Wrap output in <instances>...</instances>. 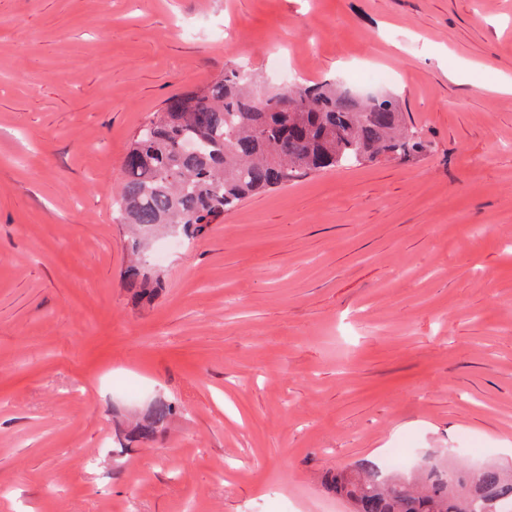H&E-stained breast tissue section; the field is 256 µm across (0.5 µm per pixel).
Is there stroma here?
<instances>
[{
    "instance_id": "stroma-1",
    "label": "stroma",
    "mask_w": 512,
    "mask_h": 512,
    "mask_svg": "<svg viewBox=\"0 0 512 512\" xmlns=\"http://www.w3.org/2000/svg\"><path fill=\"white\" fill-rule=\"evenodd\" d=\"M512 0H0V512H349L396 448L512 461ZM393 93L432 143L312 173L128 302L133 134L225 67ZM182 416L112 452L128 388Z\"/></svg>"
}]
</instances>
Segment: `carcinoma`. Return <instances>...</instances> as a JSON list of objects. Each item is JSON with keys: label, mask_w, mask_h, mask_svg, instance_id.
I'll return each instance as SVG.
<instances>
[{"label": "carcinoma", "mask_w": 512, "mask_h": 512, "mask_svg": "<svg viewBox=\"0 0 512 512\" xmlns=\"http://www.w3.org/2000/svg\"><path fill=\"white\" fill-rule=\"evenodd\" d=\"M427 148L391 95L361 99L324 81L259 97L251 74L230 66L170 98L135 133L122 162L119 216L135 234L136 255L153 230L178 228L193 238L244 199L309 173L381 156L405 160ZM124 280L137 307L164 286L163 273L137 258ZM177 412L173 400H160L133 429L115 421L114 437L151 441ZM331 487L353 512H512V469L495 464L470 470L431 461L405 476L363 459L337 472Z\"/></svg>", "instance_id": "cac0c4a2"}]
</instances>
